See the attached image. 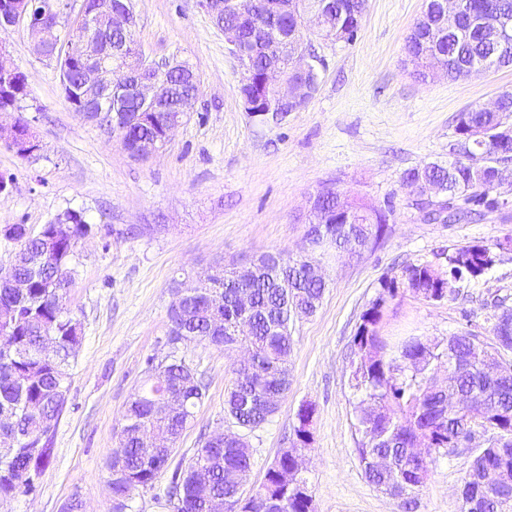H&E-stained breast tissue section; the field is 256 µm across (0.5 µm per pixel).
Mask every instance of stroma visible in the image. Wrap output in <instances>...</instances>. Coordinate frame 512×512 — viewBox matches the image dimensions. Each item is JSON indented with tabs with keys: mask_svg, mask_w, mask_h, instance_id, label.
<instances>
[{
	"mask_svg": "<svg viewBox=\"0 0 512 512\" xmlns=\"http://www.w3.org/2000/svg\"><path fill=\"white\" fill-rule=\"evenodd\" d=\"M134 5V38L147 60L189 61L201 89L167 146L139 161L73 110L57 69L35 53L24 27L0 29V43L27 77L21 113L41 144L23 159L0 143V174L13 180L10 192L0 193V225L36 231L68 208L85 209L91 220L75 250L77 275L66 299L83 330L68 370V404L36 490L11 501L8 512H59L75 495L87 512H108L107 462L130 396L148 358L173 351L202 377L206 395L175 445L171 467L153 488L134 494L131 510L168 512L173 465L234 428L224 395L243 356L241 348L204 341L169 345L173 282L264 253L312 254L327 288L313 315L290 324L292 383L278 412L244 433L251 452L244 496L255 494L291 447L296 412L310 404L313 442L304 477L313 512H403L367 480L359 461L352 339L383 279L409 264L443 275L448 251L512 237V213L476 223L423 222L402 183L406 170L458 155L459 114L512 90V66L458 81L420 80L405 42L424 0H368L355 41L313 37L319 87L306 106L259 116L244 111L238 64L200 0ZM327 182L389 212L381 239L361 255L308 249L307 199ZM501 301L512 308V253L442 301L403 294L386 307L380 332L395 340L467 332L484 339ZM486 440L478 434L477 446L440 456L412 512H463L462 479Z\"/></svg>",
	"mask_w": 512,
	"mask_h": 512,
	"instance_id": "obj_1",
	"label": "stroma"
}]
</instances>
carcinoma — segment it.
Masks as SVG:
<instances>
[{
    "instance_id": "1",
    "label": "carcinoma",
    "mask_w": 512,
    "mask_h": 512,
    "mask_svg": "<svg viewBox=\"0 0 512 512\" xmlns=\"http://www.w3.org/2000/svg\"><path fill=\"white\" fill-rule=\"evenodd\" d=\"M464 16L455 34L448 35L433 27L411 31L406 51L419 67L417 75L426 77L425 51L436 48V62L446 67L448 79L469 77L475 69H498L512 61L509 50L495 51L479 32L480 25L508 13L512 15V0H461ZM309 9L324 12L335 22V32L359 29L363 11L362 0H286L277 13L279 30L295 32L297 13ZM275 56L268 43L253 42L252 67L261 71ZM136 107L126 99L112 100V124L125 125L126 143L155 137L163 127L175 120L177 113L153 112L142 120L134 119ZM512 113V91L499 96V107L491 114L475 105L460 113L456 126L462 147L470 150L467 161H450L444 167L436 163L408 169L403 182L409 186L423 176L437 181L447 195L440 220L446 224L461 221L477 222L500 211L495 195L494 175L497 165L512 161V139L499 134L498 126ZM352 217L363 225L366 235L379 236L388 223V212L364 197H352ZM72 226V236H57L56 226ZM90 226L85 211L68 208L56 221L42 226L43 234L25 232L26 225L14 224L8 236L18 259L13 276L27 283L17 291L0 284V437L10 439V446L0 448V504H7L20 494L34 490L30 476L43 470L53 454L52 438L67 403V367L82 344L81 324L68 317L64 307L68 289L74 281L72 258L77 238ZM512 246V240L492 246L474 243L448 253V281L457 275L476 279L492 268L495 250ZM239 284L252 289L254 299L250 317L241 316L232 300L218 310L202 299H195L194 309L187 316L170 320L169 333L186 341H206L217 347L246 345L255 352L269 377L244 390L232 384L225 393L224 408L240 413V427L255 429L269 421L279 410L291 384L287 367L292 348L288 333L287 279L270 278L266 266ZM381 291L353 337L352 361L355 391L361 393L364 408L357 415L362 439L357 451L366 478L384 493L395 489L412 495L423 487L420 465L407 455L409 448H422L427 465L438 455L457 447V441L480 427L494 431V442L483 448L463 479L462 494L468 498L483 497L482 473L489 468L500 469L512 478V377L493 379L485 372L490 362H503V354L512 351V308L504 307L492 328V336L484 341L471 334H453L446 341L423 343L410 338L389 342L380 333L383 312L388 303L409 291L424 288L430 302L445 299L450 290L440 285L428 264H410L401 274L380 284ZM325 287L313 281L301 283L303 301L316 311ZM53 342L55 353L38 351L40 340ZM459 365L448 372V390L470 397L461 409L443 406L448 397L433 380L434 370L448 358ZM176 388L183 404V416L160 417L155 401ZM206 385L196 372L186 370L182 358L172 357L158 364L147 360L146 376L130 397L123 418V429L117 432L118 446L112 452L108 469L119 466L127 479L116 487V494L132 496L138 489L152 487L168 465L176 437L191 421L196 408L205 397ZM309 414L296 413L293 427V447L311 445L306 429ZM154 430L156 447L150 455L139 443L135 431L139 426ZM384 458L389 467L375 468ZM206 468L210 476L209 493L222 497L247 479L251 469V454L241 443L230 438L216 450L203 444L186 464L178 463L173 471L167 496L193 503L200 499L192 474L194 465ZM294 469L290 449L283 450L267 471L264 496L246 499L238 512H265L266 498L284 497L285 507L279 512H309L308 498L303 488L284 489L280 479Z\"/></svg>"
}]
</instances>
